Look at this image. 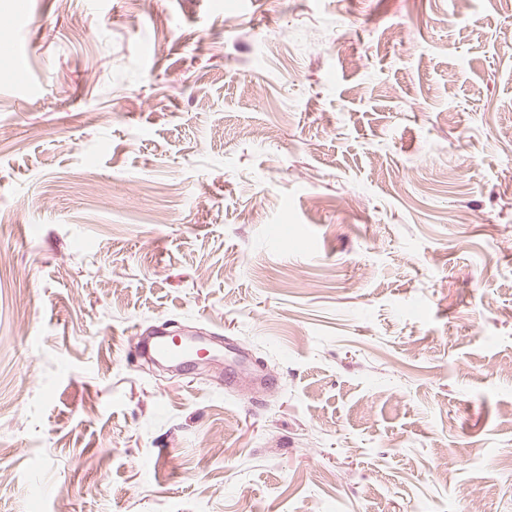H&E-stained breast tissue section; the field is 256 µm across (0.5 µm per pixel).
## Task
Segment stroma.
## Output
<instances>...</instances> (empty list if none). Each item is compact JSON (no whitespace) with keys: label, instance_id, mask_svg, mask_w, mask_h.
Segmentation results:
<instances>
[{"label":"stroma","instance_id":"35a3bbf8","mask_svg":"<svg viewBox=\"0 0 512 512\" xmlns=\"http://www.w3.org/2000/svg\"><path fill=\"white\" fill-rule=\"evenodd\" d=\"M0 127V512H512V0H0ZM128 346L138 354L148 356L155 361H165L175 365L180 372L194 366L202 348L186 340L178 342L174 336L161 334L151 339H141L137 333L128 337Z\"/></svg>","mask_w":512,"mask_h":512}]
</instances>
